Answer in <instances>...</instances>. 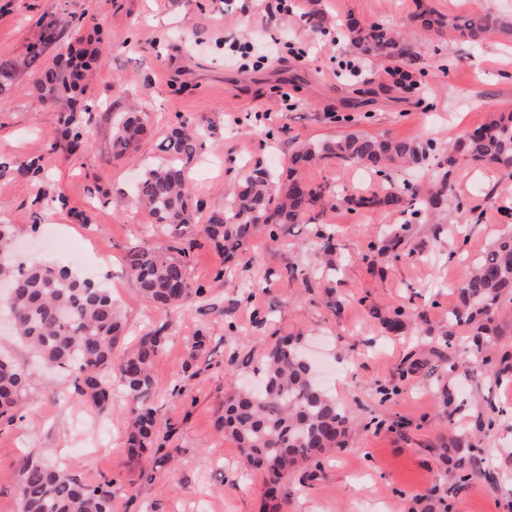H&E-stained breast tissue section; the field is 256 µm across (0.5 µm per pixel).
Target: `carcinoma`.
Returning a JSON list of instances; mask_svg holds the SVG:
<instances>
[{
  "label": "carcinoma",
  "mask_w": 512,
  "mask_h": 512,
  "mask_svg": "<svg viewBox=\"0 0 512 512\" xmlns=\"http://www.w3.org/2000/svg\"><path fill=\"white\" fill-rule=\"evenodd\" d=\"M420 30L444 33L472 46L483 44L493 35L512 37V23L491 13H471L447 18L424 10L415 15ZM40 38L27 46L22 62H0V110L5 95L22 66L39 65L46 51L69 29L81 26L59 18L38 21ZM341 37L357 52L367 56L415 60L410 44L383 23L372 22L359 27L352 23L340 26ZM83 39L70 48L64 62L53 61L39 71L36 80L38 98L65 109L61 136L75 150L83 143L84 133L77 118L80 95L86 73L99 55L82 47ZM150 126L145 113L132 109L112 124V153L123 156L136 148L148 135ZM207 134L204 125L179 122L166 137L163 151L167 157L143 168L132 188L134 204L177 233L194 223L201 203L192 195L186 164L198 156ZM319 157L343 163H357L375 174L388 176L393 167H412L433 161L436 180L425 186L396 187L390 183L381 199L347 195L343 202L357 211L377 204L401 205L408 218L387 232L388 244L381 252L400 258L398 247L410 237L412 226L426 224L457 226L467 219L465 205L458 201L449 206V168L461 159L491 165L512 177V111L493 112L475 130L464 134L444 153L419 139H396L349 131L335 138L296 147L288 156V177L261 168L242 173L237 188L225 199L224 207L209 213L201 225L203 234L214 244L217 253L229 262L242 253L245 244L260 228L277 236L285 224H301L310 208L321 201L329 188L311 185L299 178L301 170ZM321 243L325 278L336 276L340 244L336 234L322 224L315 225ZM12 232L0 225V283L14 290L10 312L13 327L44 364L67 373L74 390L100 411L112 400V378H118L130 403L126 444L141 455L154 444L157 430L156 410L152 398L156 392L153 366L168 340L163 324L140 336L130 348L115 353L125 330L121 312L106 288L79 277L67 265L23 267L9 258ZM125 269L142 298L159 311L169 314L202 295L189 275L188 262L173 257L169 249L146 244L132 247L126 255ZM460 302L448 310V333L443 347L451 348L454 330H469V358L500 380L499 365L506 357L494 361L491 350L496 335L491 326L494 310L504 300L512 301V232L501 235L485 256L477 259L468 276L457 286ZM406 310L395 308L382 318L389 332L405 328ZM441 361L455 368L451 358L433 347L424 359L409 355V370L432 368ZM259 382L254 387L233 390L224 398L220 426L224 435L242 449L246 467L263 476L265 495L285 499L288 473L303 463L318 459L346 445L355 426L345 406L317 381L310 361L302 354L297 339L277 340L263 355L256 368ZM28 392L24 372L7 356L0 354V419L10 423L20 412ZM460 482L473 476L487 483L496 477L473 465V459L458 461ZM19 512H112V481L88 484L65 469L52 464L29 462L24 465L16 486ZM422 512H448L447 491L435 486L417 498Z\"/></svg>",
  "instance_id": "cac0c4a2"
}]
</instances>
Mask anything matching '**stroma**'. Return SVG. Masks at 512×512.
I'll return each mask as SVG.
<instances>
[{
	"label": "stroma",
	"mask_w": 512,
	"mask_h": 512,
	"mask_svg": "<svg viewBox=\"0 0 512 512\" xmlns=\"http://www.w3.org/2000/svg\"><path fill=\"white\" fill-rule=\"evenodd\" d=\"M323 10L324 31L305 14ZM423 9L446 15L491 11L512 19V0H296L294 13L268 17L267 0H0V60L25 54L38 40L40 17L75 15L97 28L105 47L102 63L88 72L90 110L78 119L89 133L71 151L59 134V107L42 105L27 71L14 81L0 110V158L21 163L50 155L47 175L14 171L0 176V224L24 235L21 259L52 264L54 250L41 230L54 225L82 277L108 288L124 314L131 336L168 324L170 337L153 367L154 407L159 433L155 446L171 462L147 468L125 444L129 403L112 387L108 412L91 407L73 390L66 374L43 369L23 344L11 349L14 362L32 377L21 419L0 423V512H18L15 488L25 460L65 466L77 478L112 482L114 512H412L415 500L436 484L448 488V512H512V418L493 430H478V418L512 408V382H493L461 363L437 377L399 372L409 354L425 357L448 328V310L458 302L455 284L469 273L494 240L512 230V179L498 169L469 162L449 177L454 196L474 209L477 224L465 232L436 231L418 224L413 240L422 252L400 260L362 253L402 216L390 206L349 211L323 201L311 209L316 222L331 226L343 244L331 308L318 284L285 279L290 266L313 270L319 244L308 224L282 227L278 239L257 232L240 256L224 261L200 230L210 211L223 207L240 170L282 169L294 143L316 141L349 130L376 136L432 141L444 149L481 125L488 113L512 110V39L491 37L473 47L427 35L414 16ZM387 23L404 33L417 58V83L388 87L369 58V81L338 74V62L353 57L346 41L330 43L325 33L346 20ZM298 40L310 47L300 61L269 60L260 69L225 62L224 42L258 46L271 39ZM378 96L350 121L335 120L345 98L362 85ZM288 92L292 106L274 121L253 120L255 112ZM150 118L151 132L125 156L112 154V127L105 111L129 104ZM182 118L205 120L209 135L186 167L194 196L203 203L194 225L179 237L155 232L152 242L189 253L192 281L204 288L199 301L161 315L125 274V255L141 241L150 216L135 207L112 209L146 165L158 162L159 146ZM303 180L349 194L384 196L379 176L355 164L322 159L303 170ZM63 195L65 206L42 211L36 201ZM415 307L405 330L388 333L378 315ZM203 351L193 352L196 337ZM283 336H298L318 348L317 363H329L327 384L359 424L345 447L327 455L321 470L298 467L288 479V497L271 501L260 475H241V453L218 429L224 398L247 381L263 354ZM397 380L390 399L381 383ZM445 381L458 409L447 415L434 390ZM460 441L459 455L480 449L479 465L500 481L463 484L456 470L443 471L434 449Z\"/></svg>",
	"instance_id": "1"
}]
</instances>
